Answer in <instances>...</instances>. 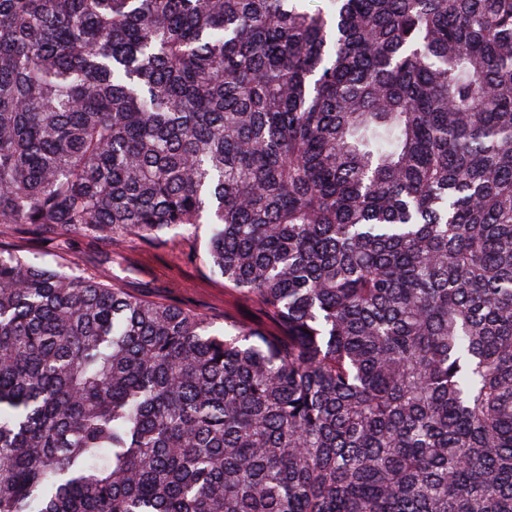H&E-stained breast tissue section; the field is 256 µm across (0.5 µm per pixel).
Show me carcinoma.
Wrapping results in <instances>:
<instances>
[{
  "label": "carcinoma",
  "mask_w": 512,
  "mask_h": 512,
  "mask_svg": "<svg viewBox=\"0 0 512 512\" xmlns=\"http://www.w3.org/2000/svg\"><path fill=\"white\" fill-rule=\"evenodd\" d=\"M0 224V512H512V0H0ZM67 259L81 271L102 273L112 277H129L140 281H153L158 285L172 282L167 294L175 301L210 318L216 327L223 326L224 302L232 303V298L224 295V288L216 286L207 267L199 260H188L185 256L176 257L164 249L145 252L126 247L122 250L102 246L89 247L81 238L73 237L66 244ZM105 253L112 255V262L105 260ZM125 257L135 265L133 273H127L125 262L116 257ZM143 257V261L140 260Z\"/></svg>",
  "instance_id": "1"
}]
</instances>
